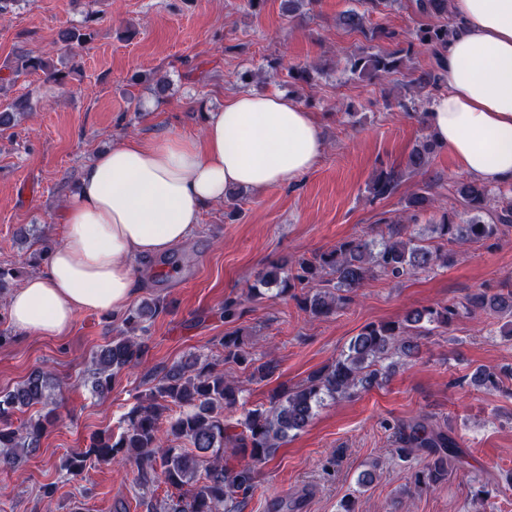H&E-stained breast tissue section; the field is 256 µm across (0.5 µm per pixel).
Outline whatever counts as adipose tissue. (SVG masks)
<instances>
[{
	"instance_id": "obj_1",
	"label": "adipose tissue",
	"mask_w": 512,
	"mask_h": 512,
	"mask_svg": "<svg viewBox=\"0 0 512 512\" xmlns=\"http://www.w3.org/2000/svg\"><path fill=\"white\" fill-rule=\"evenodd\" d=\"M458 29L427 124L471 176L512 184V0H451ZM323 152L317 124L288 96L238 93L203 138L170 130L113 144L82 171L43 271L8 299L23 333L63 336L77 312L118 313L140 286L135 260L190 238L227 190L294 181Z\"/></svg>"
}]
</instances>
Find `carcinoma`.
Here are the masks:
<instances>
[{"label": "carcinoma", "mask_w": 512, "mask_h": 512, "mask_svg": "<svg viewBox=\"0 0 512 512\" xmlns=\"http://www.w3.org/2000/svg\"><path fill=\"white\" fill-rule=\"evenodd\" d=\"M396 0H363L364 11L344 14L343 23L365 38L386 39L389 51H361L347 60V70L362 79L371 76L387 80L400 71L403 62L424 50L432 54L436 70L422 71L413 79L421 90L439 88L441 50L456 32L448 9L449 0H415V11L426 18L414 30L407 46H400V33L389 28H367L366 15L381 13ZM91 39L87 29L59 32L57 43L66 50L75 43ZM0 75V92L8 93L15 80L41 70L51 78L60 76L52 58L28 52L15 56ZM288 77L296 83L312 85L314 75L307 66L291 65ZM32 110L30 99L18 97L0 104V133L14 129ZM440 148L432 135L422 137L408 155L405 169L380 172L368 187L367 199L374 204L393 195L408 173L429 166ZM455 194L466 212L467 223L458 222L456 212L445 211L431 225V235L422 237L407 224H392L388 237L379 240L367 235L343 239L336 246L312 258H295L287 264L270 265L248 289L249 297L263 298L275 290L293 299L298 308L313 318L328 317L350 304L365 282L379 277L402 278L448 265L447 246L479 243L496 237L501 228L512 227V200L500 206L492 189L476 178L454 182ZM436 203L429 189L422 187L405 198L407 220L432 208ZM488 219H483V216ZM462 307L469 313L488 316L512 315V289L489 293L480 290ZM157 302H143L125 312L122 332L93 351L86 381L92 391L104 396L112 390V379L123 369L137 366L146 347L134 336L145 323L158 315ZM458 315L454 305H436L409 311L402 319L371 322L354 336L334 363L312 372L302 384L274 393L268 406L245 409L235 432L224 422L226 415L241 406L242 382L224 374L217 360L200 355L174 364L141 395L125 416V426L114 435L101 432L92 437L88 448L65 456L60 468L70 479L83 476L93 464L132 461L135 483L148 490L157 483L167 488L164 512H244L247 500L257 487L260 466L288 441L290 433L303 430L325 399H351L386 379L395 366L415 359L420 352L418 339L431 328L446 327ZM224 363L234 364L247 373L248 381H263L272 376L276 364H256L247 350L243 333L234 330L220 340ZM471 382L488 391L500 388L501 379L492 369L477 370ZM56 383L43 368L32 371L16 388L0 392V468L15 469L36 453L53 423ZM40 407L37 414L19 425L11 416L16 410ZM401 449L426 453L427 462L414 476L415 484L433 487L448 479V468L463 461L456 439L434 428L426 416H418L398 427ZM245 462L229 466L226 450Z\"/></svg>", "instance_id": "cac0c4a2"}]
</instances>
